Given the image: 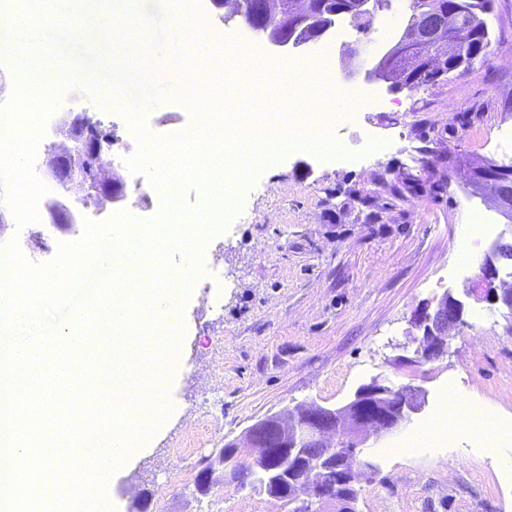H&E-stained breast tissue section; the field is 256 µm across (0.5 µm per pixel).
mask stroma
Segmentation results:
<instances>
[{"instance_id": "1", "label": "stroma", "mask_w": 512, "mask_h": 512, "mask_svg": "<svg viewBox=\"0 0 512 512\" xmlns=\"http://www.w3.org/2000/svg\"><path fill=\"white\" fill-rule=\"evenodd\" d=\"M406 10L379 12L365 51L383 54L401 35ZM494 49L461 76L436 84L374 92L384 112L326 110L344 158L286 153L264 169L242 199L249 218L228 224L211 249L224 271V310L212 312L192 289L177 318L188 372L166 383L175 400L134 463L109 474L115 512H282L250 486L196 490L205 461L257 420L297 404L336 407L375 377L399 384L392 359L417 344L413 312L450 294L466 304L448 353L423 365L428 405L393 432L370 439L363 458L360 512H512V465L493 435L442 438L430 423L450 384L498 422H512V323L474 296L480 260L462 265L458 245L506 229L490 199L474 195L471 169L492 158L512 164V0H494ZM384 133L382 152L367 135ZM31 225L29 254L50 261L59 242L82 239Z\"/></svg>"}]
</instances>
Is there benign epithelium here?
Wrapping results in <instances>:
<instances>
[{
	"instance_id": "1",
	"label": "benign epithelium",
	"mask_w": 512,
	"mask_h": 512,
	"mask_svg": "<svg viewBox=\"0 0 512 512\" xmlns=\"http://www.w3.org/2000/svg\"><path fill=\"white\" fill-rule=\"evenodd\" d=\"M311 0H297L291 8L282 5L281 0H262L263 15L270 21L264 30L268 42L276 48L292 49V39L288 31L298 28L300 14L308 10ZM453 24V20L443 21L435 17L423 23L420 34L414 41L424 44L436 37L442 27ZM361 65L343 70L346 78L363 77L367 84L381 82L376 74L377 63ZM66 143L60 145L46 161V173L62 187L78 184L97 203H118L126 198L123 178L118 173H109L101 160V130L83 113H68L63 124ZM481 182L493 187L494 207L501 211H512V195L507 187L512 185V167L491 163L476 170ZM50 223L61 229L72 223L69 211L55 204L48 206ZM512 261V242L497 243L485 257V272L479 292L483 298L505 307L512 314V284L501 281L496 263ZM464 301L448 296L424 304L412 315V324L419 331L416 337L417 349L412 356H399L394 364L400 368H412L420 362H431L447 353L448 338L459 331L460 311ZM387 392L380 378L375 377L359 386L353 396L343 405L331 408L319 404H299L288 410L291 417L273 415L254 423L244 435L225 444V449L215 454L197 476V490L204 494L219 480H236V457L246 453L252 468L261 475L268 485H291V491L284 492L285 501L294 505L295 512H308L316 505L332 504L336 512H359L357 503L345 499H335L327 495L317 480L288 482V472L277 468L274 463L280 456L304 458L308 448H320L317 457L327 463L326 471L344 487L357 486L363 470L370 468L358 455L352 453L337 462L332 459L329 449L339 445L345 448H364L370 438L392 431L411 417L424 411L428 403V389L420 384L406 392L398 405L390 407L385 399Z\"/></svg>"
}]
</instances>
